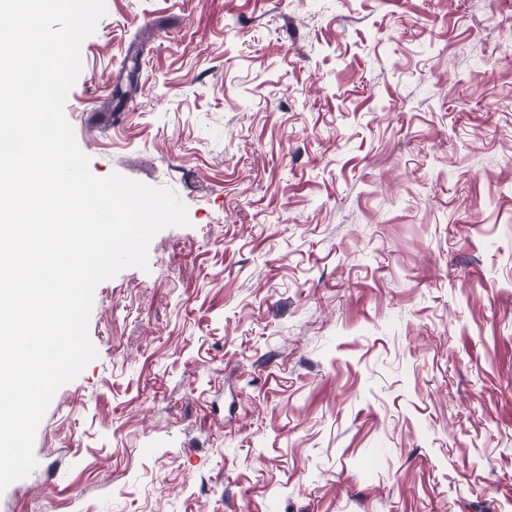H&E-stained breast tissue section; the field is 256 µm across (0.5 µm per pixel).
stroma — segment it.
<instances>
[{
  "mask_svg": "<svg viewBox=\"0 0 512 512\" xmlns=\"http://www.w3.org/2000/svg\"><path fill=\"white\" fill-rule=\"evenodd\" d=\"M106 6L65 116L190 224L0 512H512V0Z\"/></svg>",
  "mask_w": 512,
  "mask_h": 512,
  "instance_id": "1",
  "label": "stroma"
}]
</instances>
